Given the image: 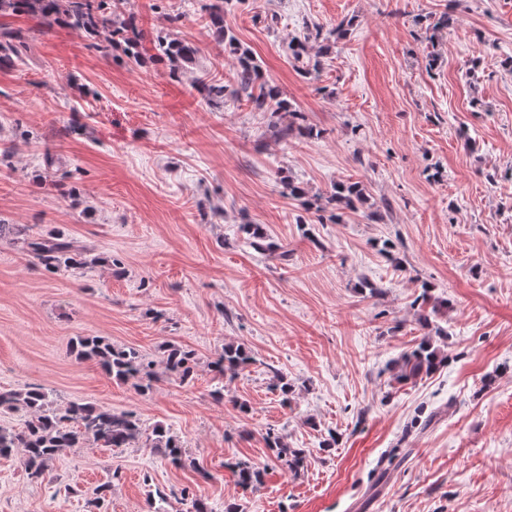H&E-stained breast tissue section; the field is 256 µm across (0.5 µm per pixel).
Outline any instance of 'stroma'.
I'll return each instance as SVG.
<instances>
[{"mask_svg":"<svg viewBox=\"0 0 512 512\" xmlns=\"http://www.w3.org/2000/svg\"><path fill=\"white\" fill-rule=\"evenodd\" d=\"M129 3L145 46L188 41L194 66L174 80L0 16L26 43L0 68V219L97 260L50 273L0 242V388L132 413L184 461L90 440L37 480L19 448L0 457V512H189L188 491L207 512H512V0H226L225 26L316 131L286 140L283 113L199 94L198 77L238 65L203 0ZM312 25L344 33L320 62L294 60ZM284 176L311 201L338 182L367 201L308 210L280 196ZM80 336L153 361L150 390L78 358ZM428 338L447 362L397 380ZM229 342L252 362L222 382ZM173 345L194 354L183 383L160 363ZM271 431L305 449L303 469L276 459ZM240 461L262 468L256 487L238 485ZM146 441H151L154 448H158L163 456L173 464H181L185 454L184 448L168 434L162 426L155 427L151 434L146 436Z\"/></svg>","mask_w":512,"mask_h":512,"instance_id":"stroma-1","label":"stroma"}]
</instances>
